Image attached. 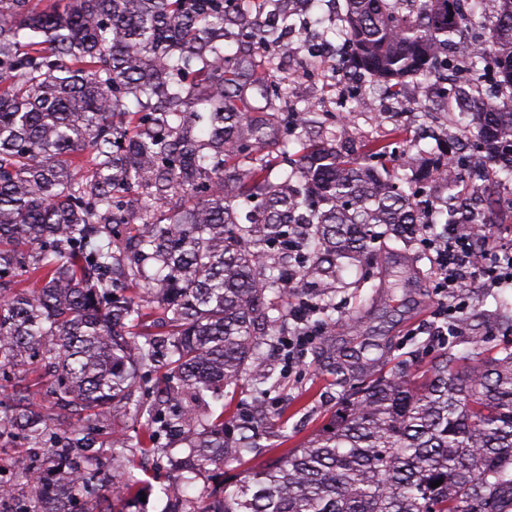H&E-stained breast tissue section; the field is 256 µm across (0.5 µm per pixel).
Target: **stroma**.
I'll use <instances>...</instances> for the list:
<instances>
[{"label": "stroma", "mask_w": 512, "mask_h": 512, "mask_svg": "<svg viewBox=\"0 0 512 512\" xmlns=\"http://www.w3.org/2000/svg\"><path fill=\"white\" fill-rule=\"evenodd\" d=\"M328 9L324 0H306L301 22L290 38V48L278 51L273 70L283 77L286 99L312 104L333 113L337 124L346 125L361 140L393 139L394 127H401L404 139L396 145L405 150L419 144L427 152L453 145L457 157L479 153L470 113L448 109L441 102V87L420 78L409 82L406 96L431 105L430 113L404 108L400 114L364 112L355 103L339 105V82L333 74L338 67L335 56H315L316 41L323 32L341 28L336 8L345 0H335ZM501 199L500 207L490 212L496 237L512 238V172L495 169L486 193L473 197V208L482 211L487 196ZM381 253L370 266L345 265L340 272L342 288L336 291V331L327 334L316 319H309L313 336L301 352L298 366L288 364V350L275 346L268 355L273 364V379L265 385L264 407L268 413L288 419V429L296 440H303L325 425L336 409L345 387L337 382L320 355L325 337H332L337 355L366 353L373 365L359 363V370L391 372L407 366L411 372L426 369L432 359L448 351L463 355L475 344L495 351L512 347V288H475L466 312V330L459 336H441L443 326L434 274L427 253L416 240L384 233ZM277 443L271 434H260L257 449L241 460L224 462L221 475L204 472L198 486L222 491L224 484L239 480L253 466L274 459ZM18 454L15 442L0 443V481L8 483L14 497L0 502V512H16L21 500L30 493L23 475L13 468Z\"/></svg>", "instance_id": "1"}]
</instances>
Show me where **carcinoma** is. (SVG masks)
Here are the masks:
<instances>
[{"label": "carcinoma", "mask_w": 512, "mask_h": 512, "mask_svg": "<svg viewBox=\"0 0 512 512\" xmlns=\"http://www.w3.org/2000/svg\"><path fill=\"white\" fill-rule=\"evenodd\" d=\"M493 2L448 108L476 111L486 157L512 169V0ZM269 3L261 19L250 0H0V377L39 364L68 421L51 430L28 385L0 405L31 484L20 512L78 498L130 512L137 452L167 463L165 512H512V350L479 346L348 390L321 430L218 498L186 492L263 429L288 441L284 420L224 418V399L272 376L261 349L288 335L290 301L335 328L342 260L369 259L375 227L405 233L437 204L371 164L390 143L276 104L259 51L285 48L297 12ZM459 3L345 0L350 66L399 94L475 19ZM449 160L438 151L419 177L471 184ZM108 411L143 432L108 437L106 481L94 416Z\"/></svg>", "instance_id": "cac0c4a2"}]
</instances>
